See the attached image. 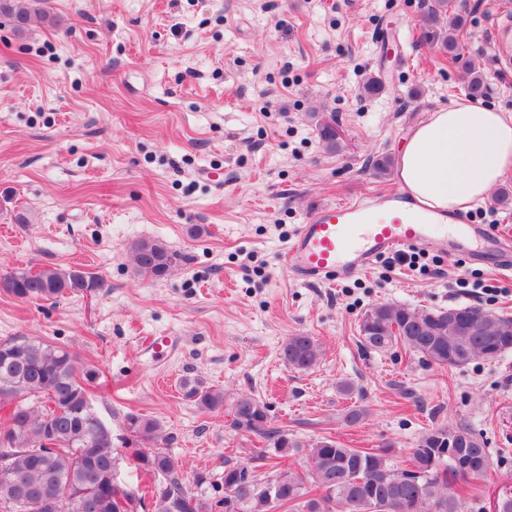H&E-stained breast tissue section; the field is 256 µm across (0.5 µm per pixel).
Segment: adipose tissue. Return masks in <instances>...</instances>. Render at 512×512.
I'll list each match as a JSON object with an SVG mask.
<instances>
[{"label": "adipose tissue", "mask_w": 512, "mask_h": 512, "mask_svg": "<svg viewBox=\"0 0 512 512\" xmlns=\"http://www.w3.org/2000/svg\"><path fill=\"white\" fill-rule=\"evenodd\" d=\"M512 171V116L461 104L410 128L398 157V184L419 212H452L484 201Z\"/></svg>", "instance_id": "ef3b65f1"}]
</instances>
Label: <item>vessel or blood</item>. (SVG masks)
Masks as SVG:
<instances>
[{"mask_svg":"<svg viewBox=\"0 0 512 512\" xmlns=\"http://www.w3.org/2000/svg\"><path fill=\"white\" fill-rule=\"evenodd\" d=\"M491 41L501 63L511 65L512 27L492 28ZM388 209L389 219L377 223L359 200L315 208L288 248L287 261L295 276L312 283L343 281L380 257L411 248L424 250L435 242L449 256L489 260L512 272V245L489 240L481 225L455 224L450 233L439 239L434 225L412 220L403 198H389Z\"/></svg>","mask_w":512,"mask_h":512,"instance_id":"vessel-or-blood-1","label":"vessel or blood"}]
</instances>
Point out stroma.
Returning a JSON list of instances; mask_svg holds the SVG:
<instances>
[{"label": "stroma", "mask_w": 512, "mask_h": 512, "mask_svg": "<svg viewBox=\"0 0 512 512\" xmlns=\"http://www.w3.org/2000/svg\"><path fill=\"white\" fill-rule=\"evenodd\" d=\"M428 3L45 0L47 19L20 32L0 16V275L71 268L100 283L55 303L0 292V339L38 336L95 366L114 447L127 414L158 420L186 484L219 480L228 459L268 472L272 448L231 426L249 395L301 445H388L397 462L429 430L467 424L491 458L470 512H493L512 491V351L440 367L401 344L364 348L358 324L380 302L512 317V272L434 245L427 271L381 257L321 284L286 259L316 205L398 193L396 173L378 176L372 160L397 157L413 124L465 100L461 68L420 39ZM450 6L467 19L461 48L486 78L483 105L512 113V70L490 43L512 0ZM373 77L383 90L369 97ZM141 238L176 253L166 277L135 273L127 249ZM301 332L322 349L307 371L279 356ZM149 336L172 351L151 356ZM185 377L223 389V410L187 400ZM354 406L366 415L351 424Z\"/></svg>", "instance_id": "35a3bbf8"}]
</instances>
